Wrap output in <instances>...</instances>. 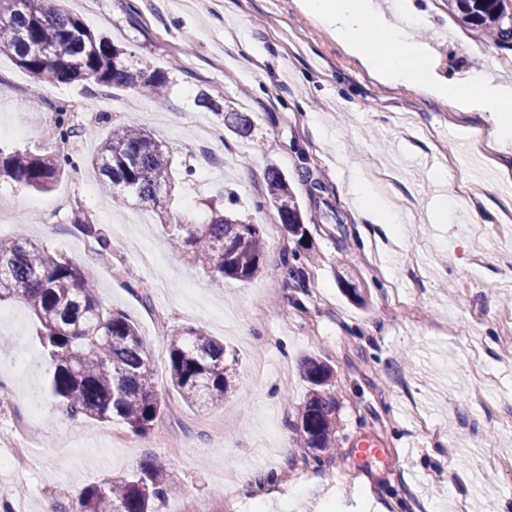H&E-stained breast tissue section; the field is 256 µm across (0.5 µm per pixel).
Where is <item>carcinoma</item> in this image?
Wrapping results in <instances>:
<instances>
[{"label": "carcinoma", "instance_id": "cac0c4a2", "mask_svg": "<svg viewBox=\"0 0 512 512\" xmlns=\"http://www.w3.org/2000/svg\"><path fill=\"white\" fill-rule=\"evenodd\" d=\"M464 23L482 31L494 43L512 47V12L504 0H450ZM0 49L39 83H94L122 87L161 97L168 73L124 60V52L107 37L91 32L82 21L58 8L54 0H0ZM199 106L224 112V126L237 137L252 139L255 124L249 113L221 104L201 93ZM51 135L66 141L77 135L69 105H54ZM91 165L112 189L111 201L130 200L164 208L171 191V147L151 132L126 124L112 125ZM69 156L0 149V177L36 191L50 192L66 168ZM269 204L280 224L299 245L307 230L288 178L277 166L267 169ZM74 225L107 248L106 237L75 215ZM165 245L182 250L212 276L246 281L262 271L265 243L258 225L230 209L212 210L209 222L195 224L177 218L162 225ZM23 300L41 324L40 341L49 359L48 392L73 419H118L131 432L145 436L164 407L157 391L153 359L133 319L102 306L90 276L71 260L29 240H0V303ZM172 388L189 405L218 403L235 392L233 361L224 344L198 327L169 332L167 347ZM310 385L298 410L296 429L307 436L309 448L331 447L336 430V394L329 389L332 370L315 358L302 362ZM177 493L164 461H143L131 479L113 478L84 489L63 512H152L154 501Z\"/></svg>", "mask_w": 512, "mask_h": 512}]
</instances>
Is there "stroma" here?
<instances>
[{"label": "stroma", "mask_w": 512, "mask_h": 512, "mask_svg": "<svg viewBox=\"0 0 512 512\" xmlns=\"http://www.w3.org/2000/svg\"><path fill=\"white\" fill-rule=\"evenodd\" d=\"M426 23L418 36L437 74L453 83L478 70L512 85V50L463 24L448 0H413ZM92 30L137 61L167 71L165 99L127 88L35 84L0 50V146L79 159L54 190L39 193L0 180V238H33L93 278L102 303L136 321L156 364L165 400L145 436L122 421L72 419L47 394L49 362L40 324L20 301L0 323V448L30 435L39 465L0 470V497L25 512H58L87 487L133 478L156 455L178 486L181 512H512V142L496 140V115L462 112L420 88L385 83L311 21L298 0H61ZM249 113L253 139L224 128L221 114L198 107L200 92ZM70 101L97 113L89 136L47 135L52 106ZM151 130L172 148L168 208L204 218L207 205L233 211L264 233L262 275L213 280L161 240L158 215L130 202L113 205L88 164L113 122ZM287 175L308 229L305 245L264 207V174ZM354 167L391 182L401 211L399 242L367 223L340 173ZM325 191L311 198L307 178ZM500 179L499 214L475 224L464 202L485 178ZM461 201L436 217L440 195ZM82 208L109 241L87 259L91 237L72 222ZM152 251L155 263L142 260ZM298 272L284 277L285 259ZM346 278L363 292L357 305ZM146 291L143 306L137 291ZM202 328L235 359L237 390L224 402L191 406L169 384L170 329ZM335 373V448L307 447L295 429L309 385L303 357ZM269 371L254 381L251 368ZM379 456L361 457L360 439ZM306 479L289 480L294 470Z\"/></svg>", "instance_id": "35a3bbf8"}]
</instances>
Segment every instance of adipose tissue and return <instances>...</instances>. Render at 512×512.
<instances>
[{"label": "adipose tissue", "instance_id": "adipose-tissue-1", "mask_svg": "<svg viewBox=\"0 0 512 512\" xmlns=\"http://www.w3.org/2000/svg\"><path fill=\"white\" fill-rule=\"evenodd\" d=\"M313 21L333 32L337 42L384 79L403 85L436 89L461 106L499 115L497 136L512 139V87L488 75H473L462 85H435L431 61L422 44L401 25L390 21L375 0H300ZM348 193L359 213L373 224H397L400 214L380 186L352 174Z\"/></svg>", "mask_w": 512, "mask_h": 512}]
</instances>
